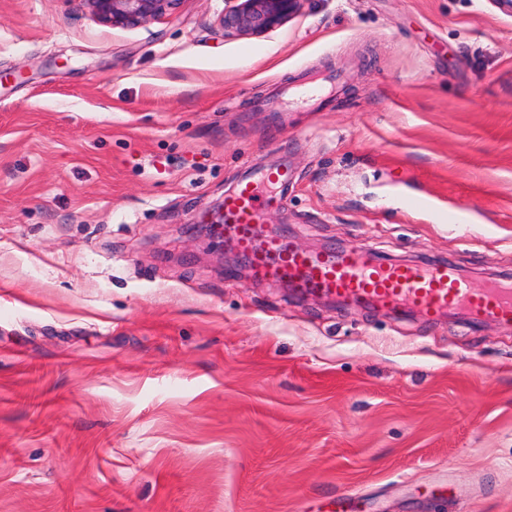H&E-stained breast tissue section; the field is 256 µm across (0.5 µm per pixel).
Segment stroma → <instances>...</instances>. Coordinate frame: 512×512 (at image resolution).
<instances>
[{
	"label": "stroma",
	"instance_id": "obj_1",
	"mask_svg": "<svg viewBox=\"0 0 512 512\" xmlns=\"http://www.w3.org/2000/svg\"><path fill=\"white\" fill-rule=\"evenodd\" d=\"M224 6L0 0V512H512V326L294 301L205 228L281 165L304 250L512 280V16ZM100 23L133 28L151 19L172 15L181 0H80ZM233 1L224 12L225 31L263 33L279 26L296 13L303 0H225Z\"/></svg>",
	"mask_w": 512,
	"mask_h": 512
}]
</instances>
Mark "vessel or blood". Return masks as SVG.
<instances>
[{
  "instance_id": "1",
  "label": "vessel or blood",
  "mask_w": 512,
  "mask_h": 512,
  "mask_svg": "<svg viewBox=\"0 0 512 512\" xmlns=\"http://www.w3.org/2000/svg\"><path fill=\"white\" fill-rule=\"evenodd\" d=\"M268 203L250 179L224 197V228L247 258L253 281L359 306L412 309L430 320L458 310L481 321L512 322L511 283L476 288L445 264H382L357 249L308 253L286 236L263 235Z\"/></svg>"
}]
</instances>
